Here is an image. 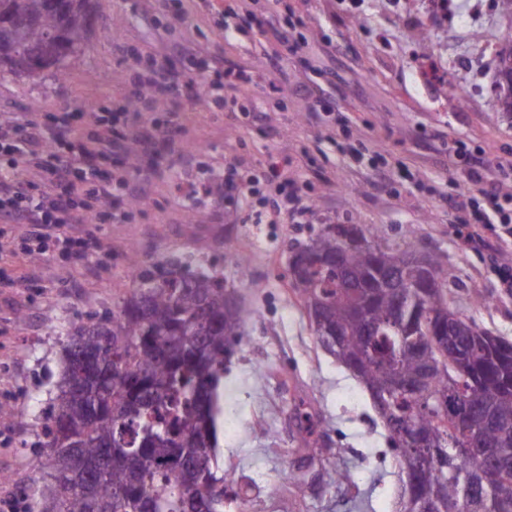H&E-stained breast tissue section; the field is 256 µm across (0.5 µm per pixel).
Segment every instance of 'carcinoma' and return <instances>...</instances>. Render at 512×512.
Masks as SVG:
<instances>
[{"label": "carcinoma", "mask_w": 512, "mask_h": 512, "mask_svg": "<svg viewBox=\"0 0 512 512\" xmlns=\"http://www.w3.org/2000/svg\"><path fill=\"white\" fill-rule=\"evenodd\" d=\"M109 0H0V78L33 75L52 65L65 73L82 52L94 13ZM498 100L512 112V54L499 69ZM355 224H326L297 246L300 255L343 249ZM403 252L365 239L341 265H309L295 287L302 302L327 307L329 347L370 397L393 379L417 377L443 346L456 368L431 374L427 394L396 393L388 428L398 462L411 477L413 502L403 512H512V479L496 498L485 493L490 466L471 453L443 455L456 436L455 414L472 405L468 428L484 442L512 448V343L468 318L448 326V270L432 254L425 265L399 263ZM132 292L94 321L76 327L63 348L62 371L42 415L34 447L46 463L21 489L34 512H224L230 474L217 461L224 365L245 338V309L227 299L224 279L181 263L148 265L132 252ZM430 274L436 287L408 288ZM148 289L143 290L141 286ZM435 339L419 338L423 326ZM429 444L425 468L402 446L401 433ZM466 473L464 496L451 478Z\"/></svg>", "instance_id": "obj_1"}]
</instances>
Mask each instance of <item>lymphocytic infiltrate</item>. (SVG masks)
Wrapping results in <instances>:
<instances>
[{"label": "lymphocytic infiltrate", "mask_w": 512, "mask_h": 512, "mask_svg": "<svg viewBox=\"0 0 512 512\" xmlns=\"http://www.w3.org/2000/svg\"><path fill=\"white\" fill-rule=\"evenodd\" d=\"M144 60L123 103L92 106L94 128L88 133L76 134L69 112L24 114L0 124V224L24 227L10 241L13 253L84 258L97 243L82 234V226L126 221L124 202L140 186L127 166L105 174L99 162L126 157L135 145L148 158L149 169H158L154 149L168 140L173 126L172 120H160L158 111L181 98L203 101L221 112L234 111V100L224 98L221 87L253 79L250 73L208 60L192 68L150 54ZM219 69L224 72L220 84L208 76ZM507 169L500 161L470 167L452 200L471 249H492L512 241V207L495 185ZM266 183L276 202L271 212L256 213V223H298L309 216L311 206L297 187L273 173Z\"/></svg>", "instance_id": "f902f5d3"}]
</instances>
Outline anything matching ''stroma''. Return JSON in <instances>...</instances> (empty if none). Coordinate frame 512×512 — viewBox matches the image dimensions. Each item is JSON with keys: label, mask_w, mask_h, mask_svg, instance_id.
<instances>
[{"label": "stroma", "mask_w": 512, "mask_h": 512, "mask_svg": "<svg viewBox=\"0 0 512 512\" xmlns=\"http://www.w3.org/2000/svg\"><path fill=\"white\" fill-rule=\"evenodd\" d=\"M469 0H457L446 20L428 16L424 0H175L183 21L155 0H111L98 13L83 53L64 78L46 72L0 79V118L24 113L78 112L125 95L137 64L121 59L116 40L176 59L178 45L251 71L254 83L225 88L237 111L184 105L178 136L194 162L168 156L129 219L88 224L101 244L92 257L18 258L0 250V501L17 498L39 472L33 443L60 369L70 326L113 308L132 292L129 254L159 263L189 260L222 272L250 310L247 336L224 372L219 460L240 496L226 495L224 512H396L404 473L389 433L368 393L318 344L288 271L293 249L325 224H355L394 249L434 253L449 272L455 310L512 342V293L499 286L497 263H512V246L476 253L455 235L449 198L471 160L512 163V114L493 103L495 64L467 72L473 91L448 90L459 65L512 37V17L495 10L463 21ZM265 22L257 33L247 14ZM123 19L113 32L114 19ZM304 60L279 51L271 32L285 19ZM440 71L425 80V63ZM278 64L284 78L264 76ZM322 86L332 113L311 109L310 89ZM388 176L377 180L376 157ZM277 167L314 209L306 224H256L261 194L202 201L181 185L223 178L228 168ZM236 251H227L226 242ZM486 301L476 304L474 292ZM313 416L327 446L317 458L300 451L298 406ZM349 474L346 482L337 473Z\"/></svg>", "instance_id": "stroma-1"}]
</instances>
